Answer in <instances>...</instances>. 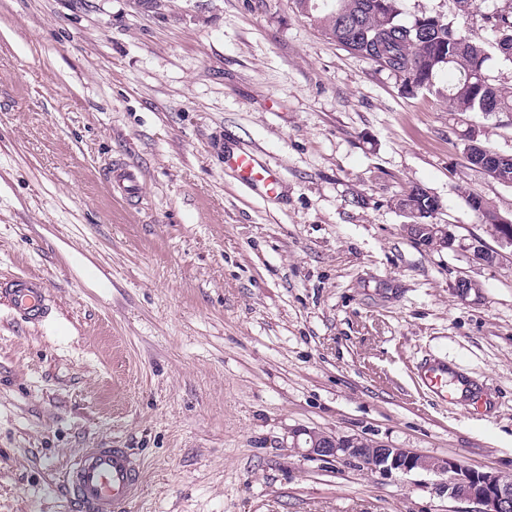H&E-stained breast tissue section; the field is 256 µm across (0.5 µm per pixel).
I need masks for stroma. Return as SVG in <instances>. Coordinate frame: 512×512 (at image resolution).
<instances>
[{
    "label": "stroma",
    "instance_id": "stroma-1",
    "mask_svg": "<svg viewBox=\"0 0 512 512\" xmlns=\"http://www.w3.org/2000/svg\"><path fill=\"white\" fill-rule=\"evenodd\" d=\"M505 4L401 0L400 18L491 42ZM470 123L512 154V112H451L444 78L407 95L294 0H0V279L40 278L50 304L26 323L0 301V512H73L63 477L103 447L142 466L128 512H473L435 473L294 438L512 472V251L472 259L497 242L460 195L510 218L512 186L467 162ZM232 151L278 194L241 184ZM116 159L137 202L107 186ZM412 186L458 248L405 235ZM433 360L477 399L440 401ZM226 162L244 184L260 193L272 192L279 184L278 176L267 169L254 153L232 154L226 158ZM422 382L431 389L440 399L448 401V393L443 392L442 381L448 380V366L442 364H430L421 372Z\"/></svg>",
    "mask_w": 512,
    "mask_h": 512
}]
</instances>
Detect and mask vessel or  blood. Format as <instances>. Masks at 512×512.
Returning a JSON list of instances; mask_svg holds the SVG:
<instances>
[{
	"instance_id": "b4317fda",
	"label": "vessel or blood",
	"mask_w": 512,
	"mask_h": 512,
	"mask_svg": "<svg viewBox=\"0 0 512 512\" xmlns=\"http://www.w3.org/2000/svg\"><path fill=\"white\" fill-rule=\"evenodd\" d=\"M226 162L244 184L259 192H272L279 184L278 176L256 154H232ZM111 185L126 196L141 191L139 178L130 169L113 171ZM46 294V287L38 278L0 281V295L27 322L46 317ZM140 482L141 468L129 449L86 448L71 464L63 491L75 512H126Z\"/></svg>"
}]
</instances>
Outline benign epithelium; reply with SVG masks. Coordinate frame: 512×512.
I'll return each instance as SVG.
<instances>
[{"label": "benign epithelium", "instance_id": "benign-epithelium-1", "mask_svg": "<svg viewBox=\"0 0 512 512\" xmlns=\"http://www.w3.org/2000/svg\"><path fill=\"white\" fill-rule=\"evenodd\" d=\"M508 159L509 156L492 150L473 161L476 168L492 178L500 163ZM400 198L403 199L402 213L407 217L434 216L441 210L438 197L423 188L412 186ZM403 230L415 244L429 249H452L456 241L449 225L431 220L423 224L407 222L403 224ZM496 241L502 248H512V218L499 216ZM466 249L481 263L492 264L501 257V252L488 248L479 240L466 245ZM303 435L306 453L310 456L356 461L383 475L419 469L432 471L442 476L440 485L448 492V498L477 504L480 506L477 512H512V473L478 471L448 458L426 459L410 448H395L383 441L337 437L317 430H305Z\"/></svg>", "mask_w": 512, "mask_h": 512}]
</instances>
